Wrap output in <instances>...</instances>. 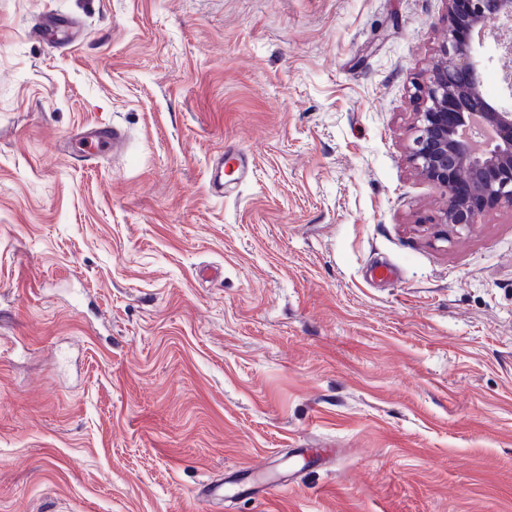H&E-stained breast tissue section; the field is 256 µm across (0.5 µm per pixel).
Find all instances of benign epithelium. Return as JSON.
<instances>
[{
  "label": "benign epithelium",
  "mask_w": 512,
  "mask_h": 512,
  "mask_svg": "<svg viewBox=\"0 0 512 512\" xmlns=\"http://www.w3.org/2000/svg\"><path fill=\"white\" fill-rule=\"evenodd\" d=\"M490 32L512 54V0H448L442 58L416 85L409 157L444 194L437 223L461 229L512 209V109L481 90L479 47Z\"/></svg>",
  "instance_id": "obj_1"
}]
</instances>
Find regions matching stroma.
<instances>
[{"mask_svg":"<svg viewBox=\"0 0 512 512\" xmlns=\"http://www.w3.org/2000/svg\"><path fill=\"white\" fill-rule=\"evenodd\" d=\"M447 14L0 0V512H512V210L436 225L407 153ZM101 130V133L83 136V139H85L86 142V150L80 154L84 156L82 161L93 160L104 147L107 151H117L121 148L123 136L117 127H110ZM229 163L236 166V171H238L240 177L246 173V170H252L248 155L239 149L237 152L226 150L224 155L221 154L215 158L212 162V171L216 172L219 168H224V165L227 166Z\"/></svg>","mask_w":512,"mask_h":512,"instance_id":"stroma-1","label":"stroma"}]
</instances>
